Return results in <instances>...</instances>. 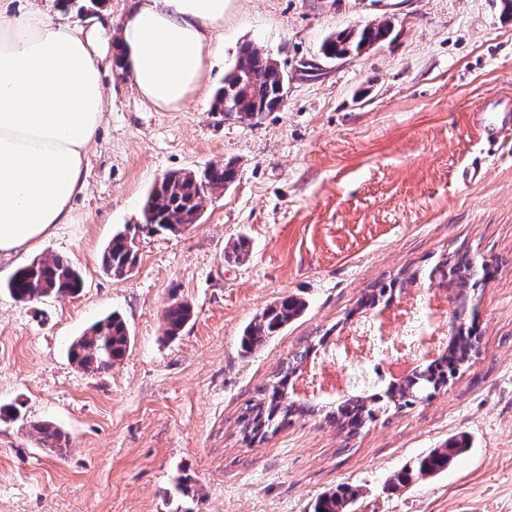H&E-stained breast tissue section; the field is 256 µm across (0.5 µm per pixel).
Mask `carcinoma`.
I'll use <instances>...</instances> for the list:
<instances>
[{"mask_svg": "<svg viewBox=\"0 0 512 512\" xmlns=\"http://www.w3.org/2000/svg\"><path fill=\"white\" fill-rule=\"evenodd\" d=\"M392 31L388 21L339 32L327 39L323 55L330 59H342L358 55L366 48L386 40ZM241 80L228 75L224 87L216 94L214 111L224 113V119L248 122L250 118H261L276 110L287 96V75L261 50L245 45L240 51L235 67ZM238 104L237 109L224 108V101ZM237 172L232 161L222 166L209 165L195 171V176L176 173L164 176L150 190L143 206V219L147 228H160L176 232L186 224L197 223L207 200L219 189H225L236 181ZM136 261L133 241L121 233L115 234L102 254L104 269L114 278H122ZM488 267L478 263L468 254H456L450 258L441 256L427 271L414 269L403 271V278L379 282L357 300V312L365 313L376 305L392 300L397 292L417 285L425 277L437 282L439 288H451L456 295L457 306L452 319L458 321L453 332V342L448 353L439 356L434 364L425 369L422 376L406 381L386 399L367 404L359 397L346 399L339 407L324 412V417L359 428L374 420L376 410L391 409L396 412L411 410L429 400L437 392V386L447 385L461 374L463 368L479 352L478 340L470 334L467 325L468 304L476 288L487 276ZM10 295L23 302H34L43 297L46 290L52 294H75L82 288V277L68 261L59 257L35 260L20 268L6 285ZM305 304L293 297L281 301L277 306L263 311L262 315L244 330L242 349L251 352L263 346L267 340L279 334L288 323L302 313ZM192 316V308L185 302H175L164 314V335L174 338L179 335ZM130 334L123 317L117 313L106 316L91 325L86 332L74 340L69 347L71 361L85 371H97L112 367L129 349ZM311 353L304 349L288 358V363L278 381L259 390L256 400L247 405L243 415L252 439L264 438L270 424L315 411L313 401L288 393V382L298 378L302 366ZM44 446L61 448L66 436L49 423L36 426ZM465 440L450 439L440 448H433L418 458L409 468L393 475L391 484L395 488L438 475L460 459L467 451ZM357 495L356 488L343 486L333 492L322 494L315 502L313 512H350Z\"/></svg>", "mask_w": 512, "mask_h": 512, "instance_id": "carcinoma-1", "label": "carcinoma"}]
</instances>
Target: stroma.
I'll return each instance as SVG.
<instances>
[{"label":"stroma","instance_id":"obj_1","mask_svg":"<svg viewBox=\"0 0 512 512\" xmlns=\"http://www.w3.org/2000/svg\"><path fill=\"white\" fill-rule=\"evenodd\" d=\"M388 20L389 38L343 60L333 34ZM205 71L223 87L242 45L288 75L284 104L253 122L212 101L160 111L104 61L107 110L87 151L86 187L69 223L0 267L71 261L73 295L23 303L0 278V512H312L321 493L356 487L353 512H512V133L480 138L476 117L512 99V21L494 0H230ZM234 161L237 179L180 231L143 228L164 175ZM480 177H469L473 167ZM137 249L131 273L101 268L112 236ZM239 239L248 254L235 260ZM467 252L492 276L468 313L480 353L412 410L351 433L300 416L243 444L239 415L289 355L315 366L362 292L439 254ZM293 297L303 313L242 354L247 325ZM185 302L176 338L164 313ZM120 314L131 344L86 372L72 341ZM70 437L40 447L31 426ZM469 450L448 471L394 491L389 476L452 436ZM192 316V308L188 303L175 302L168 307L164 314V334L168 338H175L182 331Z\"/></svg>","mask_w":512,"mask_h":512}]
</instances>
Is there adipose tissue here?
I'll list each match as a JSON object with an SVG mask.
<instances>
[{
	"label": "adipose tissue",
	"instance_id": "obj_1",
	"mask_svg": "<svg viewBox=\"0 0 512 512\" xmlns=\"http://www.w3.org/2000/svg\"><path fill=\"white\" fill-rule=\"evenodd\" d=\"M227 2L135 0L106 49L69 21V0H0V255L69 223L103 121L107 52L145 102L180 110L206 97L204 71Z\"/></svg>",
	"mask_w": 512,
	"mask_h": 512
}]
</instances>
